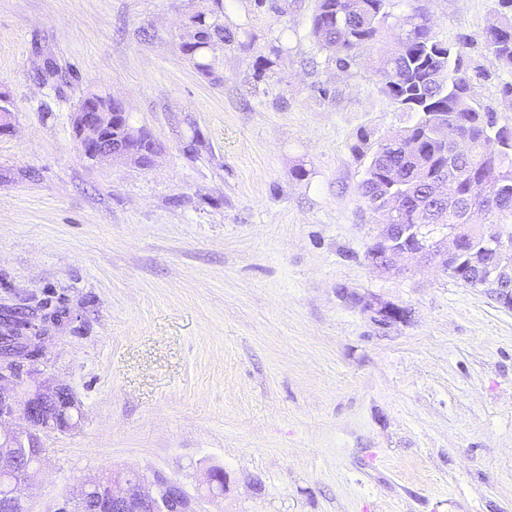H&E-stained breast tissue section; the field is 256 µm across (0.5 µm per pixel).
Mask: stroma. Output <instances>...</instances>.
I'll return each mask as SVG.
<instances>
[{
    "label": "stroma",
    "mask_w": 512,
    "mask_h": 512,
    "mask_svg": "<svg viewBox=\"0 0 512 512\" xmlns=\"http://www.w3.org/2000/svg\"><path fill=\"white\" fill-rule=\"evenodd\" d=\"M392 3L465 38L478 96L512 121V69L483 45L497 0ZM211 5L0 0V309L46 316L20 375L82 412L44 433L31 512L115 470L194 493L215 468L204 512H512V309L436 264L367 257L381 219L351 146L406 121L373 72L383 45L341 70L315 0H224L238 42L215 84L180 49ZM97 89L153 167L81 156L71 115Z\"/></svg>",
    "instance_id": "1"
}]
</instances>
